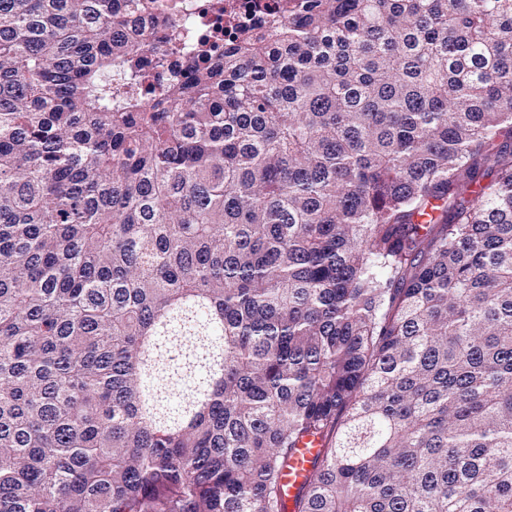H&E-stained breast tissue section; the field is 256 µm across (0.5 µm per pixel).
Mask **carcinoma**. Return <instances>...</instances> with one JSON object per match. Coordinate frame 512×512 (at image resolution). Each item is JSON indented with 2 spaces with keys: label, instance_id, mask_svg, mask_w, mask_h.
Listing matches in <instances>:
<instances>
[{
  "label": "carcinoma",
  "instance_id": "cac0c4a2",
  "mask_svg": "<svg viewBox=\"0 0 512 512\" xmlns=\"http://www.w3.org/2000/svg\"><path fill=\"white\" fill-rule=\"evenodd\" d=\"M152 14L0 0V512H512V0ZM170 1L173 0H157L161 6L156 12L157 22L176 24L182 29L184 52L192 51L203 38L222 44L236 32L243 18L253 13L268 19L285 3L283 0H174L177 7L169 11L166 5ZM258 6L263 13L255 11ZM313 446L312 448H301L300 452L289 463L290 467H288L284 481L288 485L290 505L292 504L293 496L303 481L304 475L310 468L311 460L317 450V442Z\"/></svg>",
  "mask_w": 512,
  "mask_h": 512
}]
</instances>
